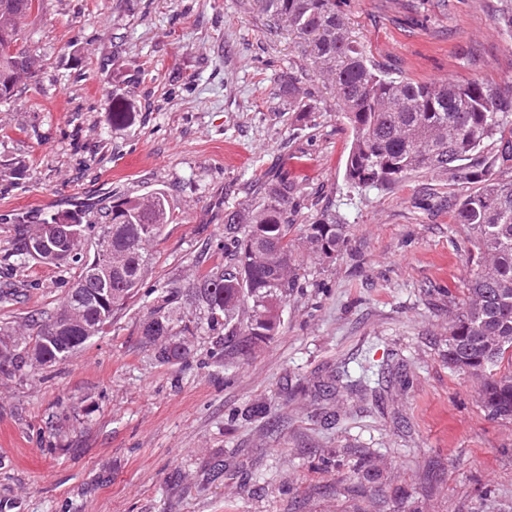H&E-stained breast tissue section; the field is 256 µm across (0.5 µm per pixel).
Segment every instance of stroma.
<instances>
[{"mask_svg": "<svg viewBox=\"0 0 512 512\" xmlns=\"http://www.w3.org/2000/svg\"><path fill=\"white\" fill-rule=\"evenodd\" d=\"M503 0H342L352 36L422 80L512 82ZM23 29L39 61L0 103V326L55 311L77 266L14 254L16 214H93L157 188L178 223L145 291L63 363L0 375V512H512V419L444 358L474 266L452 202L475 184L418 173L344 181L352 130L305 46L257 0H42ZM308 93L297 119L288 93ZM131 118L113 124L112 103ZM294 225L341 217L339 256L283 305L257 354L224 362L201 336L159 363L147 291L189 277L224 240L227 207L268 180ZM265 415L243 417L251 403ZM222 461L224 473L212 466Z\"/></svg>", "mask_w": 512, "mask_h": 512, "instance_id": "1", "label": "stroma"}]
</instances>
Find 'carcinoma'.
<instances>
[{"instance_id": "carcinoma-1", "label": "carcinoma", "mask_w": 512, "mask_h": 512, "mask_svg": "<svg viewBox=\"0 0 512 512\" xmlns=\"http://www.w3.org/2000/svg\"><path fill=\"white\" fill-rule=\"evenodd\" d=\"M263 10L287 23L307 47L311 65L331 81L336 106L353 132L345 180L350 189L388 188L417 173L452 182L479 183L456 205L466 225L476 272L448 328V367L480 385L484 409L512 418V178L494 168L512 161V83L474 79L416 81L376 63L354 40L337 0H261ZM41 0H0V102L17 96L36 73V58L20 20L40 10ZM296 191L288 181L268 182L255 206L224 211V245L197 256L192 279L174 278L155 294L141 336L162 364L186 360L198 336L211 338L227 357L259 351L278 333L282 303L308 276L305 258L338 256L345 226L326 214L292 236L288 207ZM86 215L57 212L40 224L18 215L15 235L23 254L49 266L70 262L80 271L58 312L32 321L29 331L0 328V373L62 363L112 315L136 297L152 269L151 245L177 217L164 189L126 197L110 206L100 225L97 250L83 254ZM52 224L72 233L50 258L38 249Z\"/></svg>"}]
</instances>
